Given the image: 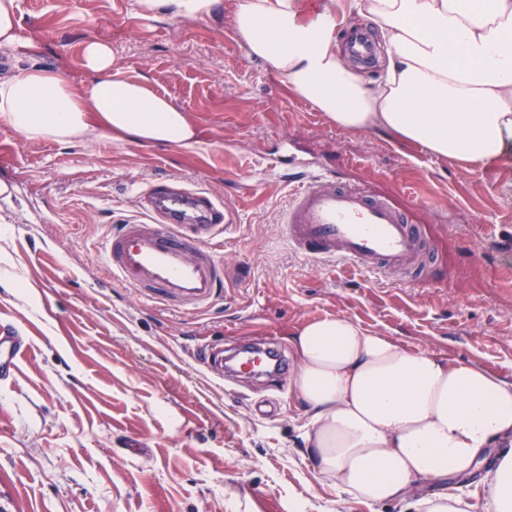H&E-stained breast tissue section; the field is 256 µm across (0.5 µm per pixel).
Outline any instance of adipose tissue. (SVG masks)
Instances as JSON below:
<instances>
[{"instance_id":"1","label":"adipose tissue","mask_w":512,"mask_h":512,"mask_svg":"<svg viewBox=\"0 0 512 512\" xmlns=\"http://www.w3.org/2000/svg\"><path fill=\"white\" fill-rule=\"evenodd\" d=\"M144 18L209 21L221 0H134ZM370 23L385 45L369 82L342 54L336 30ZM234 38L296 97L336 127L381 129L468 169L512 146V0H237ZM77 85L39 63L0 79V122L32 141L109 138L199 145L198 129L146 78L124 76L112 48L85 41ZM294 392L309 414L315 471L369 505L411 501L415 512H467L450 478L492 468L489 512H512V383L483 366L411 351L344 316L303 323L292 338ZM434 492L413 498L417 483Z\"/></svg>"}]
</instances>
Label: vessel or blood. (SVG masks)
<instances>
[{
	"label": "vessel or blood",
	"instance_id": "1",
	"mask_svg": "<svg viewBox=\"0 0 512 512\" xmlns=\"http://www.w3.org/2000/svg\"><path fill=\"white\" fill-rule=\"evenodd\" d=\"M341 38L354 56L371 55L364 33L347 27ZM140 201L147 221L114 225L106 241L112 275L142 299L180 312L210 303L224 286V261L215 241L230 229L231 210L169 180L149 184ZM282 224L291 249L308 259L340 257L377 273L407 266L421 270L427 263L417 227L399 209L366 188L339 184L324 169L302 171ZM25 350V337L0 331V378L17 369ZM267 357L265 350L243 347L228 359L214 346L202 364L218 375L227 369L237 374L260 368Z\"/></svg>",
	"mask_w": 512,
	"mask_h": 512
}]
</instances>
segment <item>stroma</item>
<instances>
[{
    "label": "stroma",
    "mask_w": 512,
    "mask_h": 512,
    "mask_svg": "<svg viewBox=\"0 0 512 512\" xmlns=\"http://www.w3.org/2000/svg\"><path fill=\"white\" fill-rule=\"evenodd\" d=\"M32 62L75 83L79 46L108 42L195 120L200 144L31 141L0 123V323L30 339L0 379V512H411L339 497L303 441L291 339L342 315L414 351L470 360L512 382V147L468 170L380 130L352 132L293 96L216 19L140 17L133 0H17ZM316 163L406 213L433 247L417 287L342 260H310L283 237L287 166ZM167 177L223 199L233 227L216 245L222 298L189 314L113 280L112 225L144 219L139 195ZM269 341L274 377L221 380L203 343Z\"/></svg>",
    "instance_id": "stroma-1"
}]
</instances>
